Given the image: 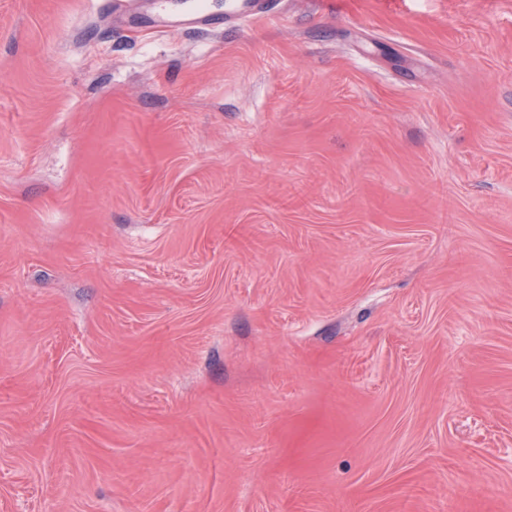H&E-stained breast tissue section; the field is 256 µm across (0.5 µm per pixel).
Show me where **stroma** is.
<instances>
[{"label":"stroma","instance_id":"stroma-1","mask_svg":"<svg viewBox=\"0 0 512 512\" xmlns=\"http://www.w3.org/2000/svg\"><path fill=\"white\" fill-rule=\"evenodd\" d=\"M0 0V512H512V0ZM224 14V24L249 22L259 16L269 15L274 9L270 0H230Z\"/></svg>","mask_w":512,"mask_h":512}]
</instances>
